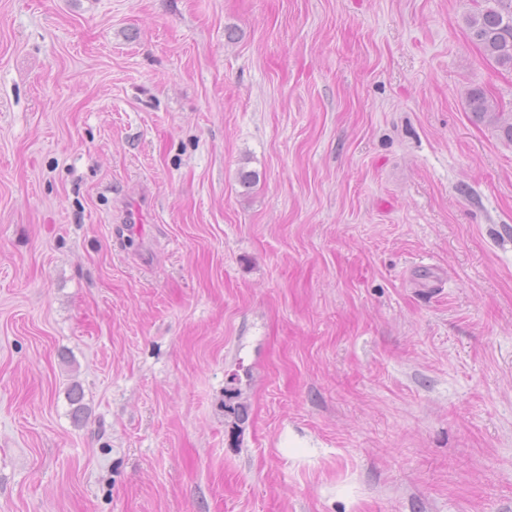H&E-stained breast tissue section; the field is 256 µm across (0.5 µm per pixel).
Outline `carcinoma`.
I'll list each match as a JSON object with an SVG mask.
<instances>
[{"mask_svg":"<svg viewBox=\"0 0 512 512\" xmlns=\"http://www.w3.org/2000/svg\"><path fill=\"white\" fill-rule=\"evenodd\" d=\"M484 5L467 17L470 38L497 65L512 69V0H482ZM470 112L481 122L512 141V114L497 110V104L482 89L469 91Z\"/></svg>","mask_w":512,"mask_h":512,"instance_id":"carcinoma-1","label":"carcinoma"}]
</instances>
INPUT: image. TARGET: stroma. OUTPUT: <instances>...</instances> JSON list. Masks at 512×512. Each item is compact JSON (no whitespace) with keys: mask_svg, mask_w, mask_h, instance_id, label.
Wrapping results in <instances>:
<instances>
[{"mask_svg":"<svg viewBox=\"0 0 512 512\" xmlns=\"http://www.w3.org/2000/svg\"><path fill=\"white\" fill-rule=\"evenodd\" d=\"M477 6L0 0V512H512Z\"/></svg>","mask_w":512,"mask_h":512,"instance_id":"stroma-1","label":"stroma"}]
</instances>
